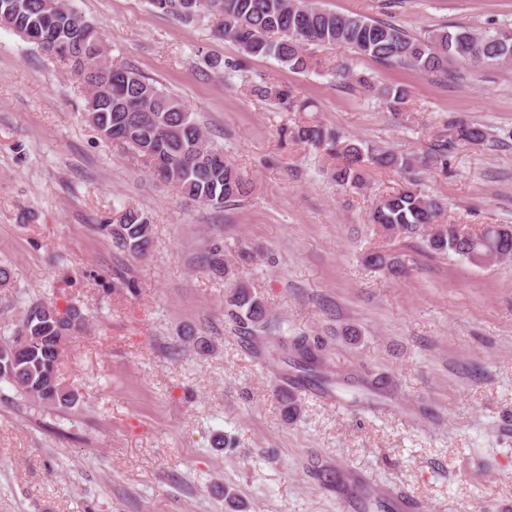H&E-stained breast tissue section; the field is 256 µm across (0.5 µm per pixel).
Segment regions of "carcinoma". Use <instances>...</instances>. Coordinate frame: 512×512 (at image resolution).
Wrapping results in <instances>:
<instances>
[{
	"label": "carcinoma",
	"instance_id": "1",
	"mask_svg": "<svg viewBox=\"0 0 512 512\" xmlns=\"http://www.w3.org/2000/svg\"><path fill=\"white\" fill-rule=\"evenodd\" d=\"M193 15L207 17L214 33L228 38L252 57H273L294 73L319 65L311 50L318 46H348L360 57L388 66L411 67L425 74L448 71V62L463 61L486 68L512 63V51L500 46L497 36L478 34L466 26L441 30L416 38L395 24L361 15L327 11L312 0H196ZM0 25L14 31L43 28L60 36L67 48L59 60L86 88L85 112L101 136L133 149L152 174L181 195L204 205L221 208L248 197L251 182L210 143L193 112L178 96L130 66L109 64L92 68L90 61L105 56L103 40L86 17L66 0H0ZM342 82L351 80L373 92L391 112L404 110L410 97L401 84L376 88L350 66L336 68ZM253 92L277 101L290 111L304 112L307 105L294 99L287 86L256 85ZM448 137L435 145L433 159L445 166L448 153L460 144L479 145L489 138L485 128L461 119L446 122ZM292 139L340 159L333 178L340 185H364L369 165L393 169L404 185L380 196L374 203L372 225L388 237H426L437 255L450 253L467 261L476 255L512 257V228L486 224L465 231L455 224L439 223L442 206L421 189L416 158L388 149L366 148L321 122L304 121L289 131ZM101 228L128 252L142 256L150 245L148 217L132 207L123 209ZM227 314L250 336L267 327L264 301L245 288L227 300ZM83 325L73 307L29 306L11 334L0 338V382L28 399L52 406L70 407L76 393L62 385L59 367L62 341L67 332ZM282 347L294 355L295 381L325 386L326 355L322 346L306 336H293Z\"/></svg>",
	"mask_w": 512,
	"mask_h": 512
}]
</instances>
